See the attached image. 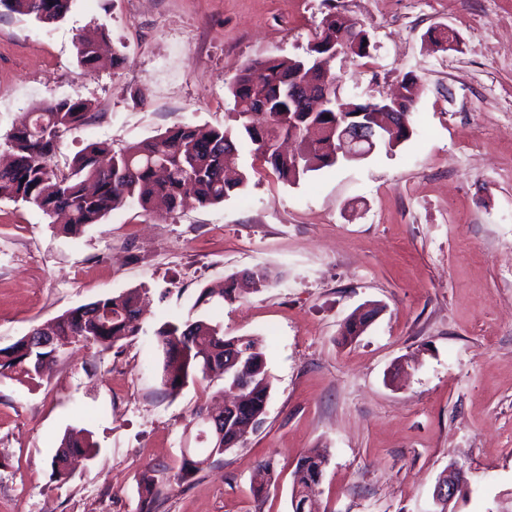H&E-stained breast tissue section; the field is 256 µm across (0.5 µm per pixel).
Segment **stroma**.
<instances>
[{"label":"stroma","instance_id":"35a3bbf8","mask_svg":"<svg viewBox=\"0 0 512 512\" xmlns=\"http://www.w3.org/2000/svg\"><path fill=\"white\" fill-rule=\"evenodd\" d=\"M331 12L370 39L368 57L332 63L344 97L417 79L413 134L394 151L289 184L242 149L250 180L224 202L131 204L75 233L0 198V347L105 296L146 302L120 350L79 344L43 378L0 375V512H137L145 473L156 512H291L292 471L313 452L327 457L315 512H433L452 463L468 478L456 512L512 505V0H72L53 24L0 9V141L34 105L68 96L92 111L63 136L62 170L92 144L117 152L176 123L230 125L240 71L305 56ZM440 25L460 49L430 45ZM96 28L123 65H79L77 38ZM256 270L265 288L198 303ZM366 305L375 320L342 343ZM186 320L261 338L271 389L263 425L180 484L195 409L224 387L161 395L154 331ZM71 429L92 451L61 484L51 463Z\"/></svg>","mask_w":512,"mask_h":512}]
</instances>
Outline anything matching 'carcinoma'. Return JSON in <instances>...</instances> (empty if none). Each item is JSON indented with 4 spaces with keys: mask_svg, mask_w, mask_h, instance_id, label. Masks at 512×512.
<instances>
[{
    "mask_svg": "<svg viewBox=\"0 0 512 512\" xmlns=\"http://www.w3.org/2000/svg\"><path fill=\"white\" fill-rule=\"evenodd\" d=\"M71 0H0V9L40 23L61 21L69 11ZM323 31L308 56L287 60L270 56L247 65L229 85L234 103V127H200L174 124L156 137L132 144L119 153L93 144L75 155L67 170L53 163L63 134L85 123L91 105L81 98H62L35 107V119L29 125L13 130L6 140L11 161L0 165V197L21 200L37 206L48 216L68 214L67 228L77 231L87 224L99 222L108 213L137 202L142 208L157 197L164 199L171 211L188 197L200 205L223 202L241 190L246 175L228 179L224 174L225 159L244 145L270 167L279 179L295 183L305 174L337 163L339 143L336 139V112L332 104L322 102L315 112L288 113L285 88L288 78L299 72L313 73L318 79L330 71L336 55V34L343 32L360 38L355 56H369L366 34L356 22L341 14H330L322 22ZM99 35L95 31L78 37L77 56L86 70L100 66ZM330 119H324V116ZM311 136L299 140L300 149L288 155L279 149V141L295 134L298 126ZM240 291L238 275H230L225 287L205 288L197 303H209L218 297L236 298ZM139 296L132 290L118 296H106L94 302L69 309L51 322L34 327V335L52 336L55 344L42 347L25 337L0 347V374L17 370L29 379L42 378L47 365L74 342H85L104 350L136 337L141 331L133 315L138 312ZM376 315L371 309L359 317L348 319L343 326L344 341L362 335L368 321ZM163 353L160 392L175 397L188 380H205L213 374L224 377V393L239 398V414L224 432L219 446H206L183 457L175 480L187 481L215 456L242 443L243 430L260 425L266 414L271 381L266 358L259 339L252 336H224L219 326L201 321L176 323L166 321L155 331ZM249 371L247 390L233 391L234 375ZM91 445L72 435L62 439L52 461V479L66 483L71 478L64 465L65 457L86 455ZM326 457L304 455L292 473V512H306V497L318 492ZM158 499L154 479L143 474L139 486L138 512H155Z\"/></svg>",
    "mask_w": 512,
    "mask_h": 512,
    "instance_id": "obj_1",
    "label": "carcinoma"
}]
</instances>
